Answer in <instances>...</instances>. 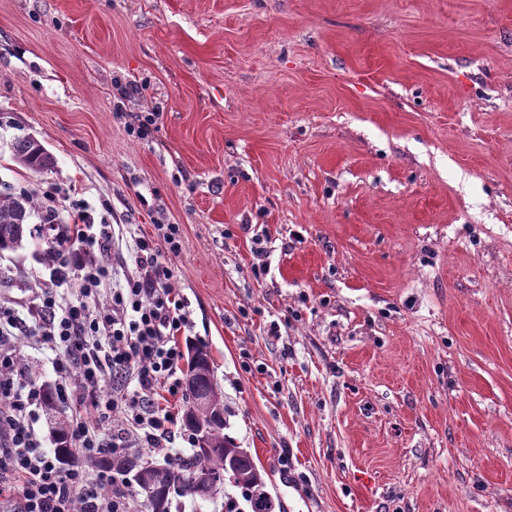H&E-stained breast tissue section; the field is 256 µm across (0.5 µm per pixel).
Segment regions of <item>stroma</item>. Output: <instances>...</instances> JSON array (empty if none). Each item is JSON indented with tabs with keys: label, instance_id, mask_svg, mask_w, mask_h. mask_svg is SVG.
<instances>
[{
	"label": "stroma",
	"instance_id": "stroma-1",
	"mask_svg": "<svg viewBox=\"0 0 512 512\" xmlns=\"http://www.w3.org/2000/svg\"><path fill=\"white\" fill-rule=\"evenodd\" d=\"M46 186L123 271L181 225L187 335L275 512H512V0H0V191ZM36 270L1 256L0 304ZM126 115L130 118L127 125L131 133L143 139L156 129L160 112H129ZM15 162L33 174L51 171L55 159L45 147L33 138H25L15 143L13 147Z\"/></svg>",
	"mask_w": 512,
	"mask_h": 512
}]
</instances>
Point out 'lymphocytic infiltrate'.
Masks as SVG:
<instances>
[{
  "label": "lymphocytic infiltrate",
  "mask_w": 512,
  "mask_h": 512,
  "mask_svg": "<svg viewBox=\"0 0 512 512\" xmlns=\"http://www.w3.org/2000/svg\"><path fill=\"white\" fill-rule=\"evenodd\" d=\"M41 214L51 239L69 241L55 259L51 285L0 306V512H139L114 474L62 468L32 422L45 395L18 369L15 339L30 337L54 352L55 398L72 405L70 440L88 456L122 457L135 447L165 452L180 432L178 414L156 404L159 392L183 397L185 351L178 337L190 326L186 302L170 286L167 255L181 250L182 228L156 225L134 237L136 270L116 278L112 227L91 223L79 200L47 188ZM73 216V223L62 220ZM74 282L75 291L64 288ZM122 411L120 428L101 421Z\"/></svg>",
  "instance_id": "1"
}]
</instances>
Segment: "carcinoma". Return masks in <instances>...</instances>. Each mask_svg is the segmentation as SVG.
<instances>
[{"label": "carcinoma", "instance_id": "1", "mask_svg": "<svg viewBox=\"0 0 512 512\" xmlns=\"http://www.w3.org/2000/svg\"><path fill=\"white\" fill-rule=\"evenodd\" d=\"M15 162L33 174L52 170L55 159L45 147L33 138H25L13 147ZM38 213L33 197L0 191V255L15 252L29 241L39 239L37 227L32 222ZM186 374L192 376L185 386L188 404L183 414V424L192 435H197L194 413L195 400L205 394L219 396L213 406L216 421L209 439L211 447L203 448L193 439V448L187 455L156 462L145 451L123 458L94 457L86 459L91 468L111 470L120 476L136 475L140 486L127 484L143 512H170L171 497L193 501H213L224 494V473L230 472L234 486L244 490L251 512H274L275 504L259 467L245 448H240L224 435V394L214 376L209 350L200 344L189 345ZM46 409L51 413V434L58 458L69 461L77 456L69 438V419L56 409V399L46 392ZM155 492L153 496L141 493L144 488Z\"/></svg>", "mask_w": 512, "mask_h": 512}]
</instances>
